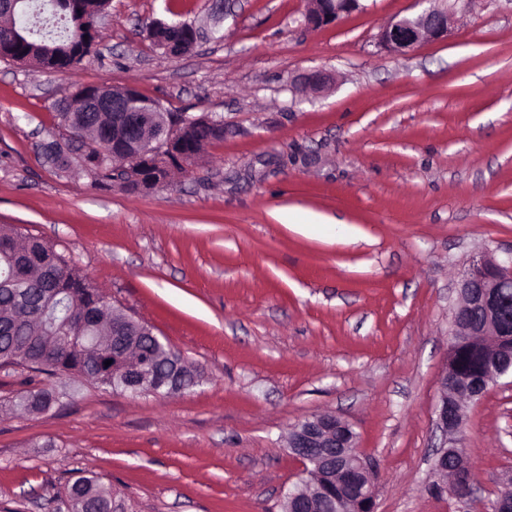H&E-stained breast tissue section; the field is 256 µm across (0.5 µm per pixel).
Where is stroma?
<instances>
[{"label": "stroma", "instance_id": "35a3bbf8", "mask_svg": "<svg viewBox=\"0 0 512 512\" xmlns=\"http://www.w3.org/2000/svg\"><path fill=\"white\" fill-rule=\"evenodd\" d=\"M112 0L97 52L41 72L0 60V226L53 244L201 374L172 395L0 369V512H68L92 474L121 512H282L301 468L290 429L347 420L376 464L375 512H491L512 472V376L469 403V499L433 484L440 382L469 258L512 253V0H473L448 37L378 43L414 0H360L319 28L307 0ZM192 24L191 51L145 23ZM330 75L321 92L302 77ZM135 85L224 122L150 190L45 163L56 104ZM330 217L303 235L278 216ZM55 389L43 413L19 401Z\"/></svg>", "mask_w": 512, "mask_h": 512}]
</instances>
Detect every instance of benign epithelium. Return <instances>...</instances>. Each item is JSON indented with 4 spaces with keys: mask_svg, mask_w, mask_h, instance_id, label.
<instances>
[{
    "mask_svg": "<svg viewBox=\"0 0 512 512\" xmlns=\"http://www.w3.org/2000/svg\"><path fill=\"white\" fill-rule=\"evenodd\" d=\"M429 7L420 12L395 18L383 26L378 35L382 48L397 54L414 50L423 43L448 36L456 15L465 11L472 0H416ZM359 8V0H310L305 23L318 27L336 20L340 15ZM329 84V76L321 71L303 78V85L320 91ZM138 90L131 84L98 86L84 99L83 112H112V142L120 147L112 154V168L120 172L127 162L144 154L145 140L139 138L141 129L157 122L154 110L134 109ZM458 300L451 321L449 355H454L458 344L466 336H488L493 340L492 366L489 371L472 378V383L455 390L454 372L445 370L441 380V400L437 410V428L444 438L454 440L462 435L467 403L481 396L498 377L512 373V323L502 317L501 301L512 295V257L499 261L479 253L469 259L457 288ZM158 374L146 366L137 365L129 375L125 388L133 394L160 380ZM186 376L181 364L171 367V374L161 380L171 389L182 388ZM288 448L301 463L305 478L288 493L283 512H313L316 506L317 485L309 478L323 472L334 479L335 491L329 507L332 512H374L375 486L373 469L356 445V434L342 419L333 415L307 418L290 431ZM458 449L443 442L438 449L434 473L440 491L459 500L471 496L475 476L453 462ZM492 512H512V478L491 505Z\"/></svg>",
    "mask_w": 512,
    "mask_h": 512,
    "instance_id": "1",
    "label": "benign epithelium"
}]
</instances>
